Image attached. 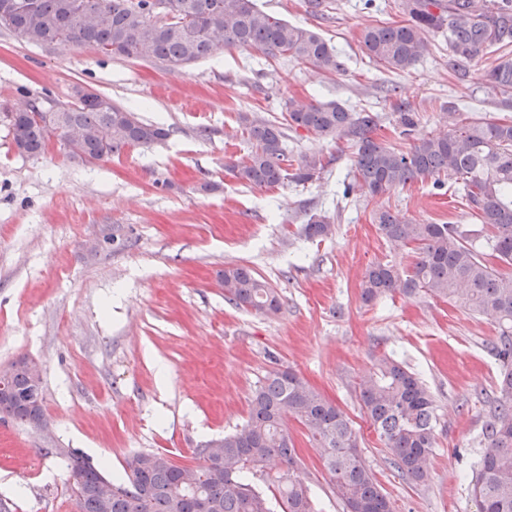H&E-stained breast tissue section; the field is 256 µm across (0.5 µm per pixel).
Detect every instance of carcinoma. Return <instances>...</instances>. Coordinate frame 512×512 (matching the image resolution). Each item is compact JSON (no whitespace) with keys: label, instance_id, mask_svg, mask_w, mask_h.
<instances>
[{"label":"carcinoma","instance_id":"obj_1","mask_svg":"<svg viewBox=\"0 0 512 512\" xmlns=\"http://www.w3.org/2000/svg\"><path fill=\"white\" fill-rule=\"evenodd\" d=\"M402 24L375 26L363 33L371 60L394 72L412 69L429 51L428 34L448 36V51L463 76L481 53L495 55L483 78L485 91L512 97V0H400ZM0 28L39 46H92L107 55L161 60L184 67L211 57L222 47L250 45L267 57L288 56L329 73L344 62L317 32L276 19L256 0H0ZM19 154L35 158L52 142L71 140L67 155L82 162L112 159L124 149L164 142L170 129L146 123L135 113L87 98L62 109L33 102L24 110L3 108ZM251 150L229 166L241 183L256 188L286 181L305 183L320 176L322 160L305 156L290 169L288 131L346 138L356 145L353 177L344 185L381 197L413 181L443 178L457 184L459 197L480 227L413 224L388 209L375 215L378 231L394 247L413 245L418 256L402 270L388 262L368 266L361 298L370 304L387 293L420 294L453 302L490 318L497 336L490 350L500 364L499 396L485 421L488 449L476 464L471 493L478 512H512V274L490 264L512 265V120L481 119L453 126L443 136H423L406 150L388 147L371 136L378 116L351 112L335 102L288 100L283 121L240 114ZM334 220L310 215L302 225L308 240L335 234ZM224 301L266 316L283 308L280 292L242 265L219 272ZM0 389V415L30 424L43 414L44 385L27 363L14 362ZM362 411L391 455L399 476L414 483L429 480L436 445L437 406L427 385L390 356L379 358L358 383ZM295 419L321 449L322 468L344 512H394L372 468L358 451L350 418L312 389L291 369L271 371L256 387L246 422L221 439L197 449L203 464L177 465L166 455L142 452L127 462L126 479L112 481V512H317L310 487L299 472L295 442L284 420ZM71 497L77 512H99L92 489L105 476L88 459L68 454ZM274 486L268 497L253 480Z\"/></svg>","mask_w":512,"mask_h":512}]
</instances>
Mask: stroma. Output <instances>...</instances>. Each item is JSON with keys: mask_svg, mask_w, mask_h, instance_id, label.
I'll return each mask as SVG.
<instances>
[{"mask_svg": "<svg viewBox=\"0 0 512 512\" xmlns=\"http://www.w3.org/2000/svg\"><path fill=\"white\" fill-rule=\"evenodd\" d=\"M324 3L316 16L305 0H257L333 45L346 63L336 74L250 46L175 69L89 46L43 48L0 29V106L55 109L84 88L171 130L164 143L84 163L56 143L43 156H20L0 125V370L38 362L51 422L40 433L0 418L7 512H76L59 448L102 464L110 478L141 452L199 464L197 448L242 425L256 386L277 368L293 369L348 415L395 512H477L470 481L498 395L488 348L494 323L423 294L361 299L371 263L407 270L416 258L413 247L386 243L376 212L417 224L472 223L453 187L418 180L376 198L359 190L342 198L353 144L303 130L289 133L288 155L321 157L319 179L259 189L225 166L250 150L240 113L278 119L292 98L376 113L374 139L396 148L409 145L399 111L416 113L420 138L452 123L511 117L512 109L483 88L486 56L475 58L469 81L456 79L442 34H429L428 53L410 71L370 61L363 32L402 23L399 0ZM207 181L212 190H202ZM313 213L334 218L332 238L301 236ZM228 264L249 266L278 288L282 311L227 304L219 273ZM382 355L404 362L436 401L431 477L421 485L397 475L357 399L360 379ZM285 424L318 512H343L319 448L297 421Z\"/></svg>", "mask_w": 512, "mask_h": 512, "instance_id": "obj_1", "label": "stroma"}]
</instances>
